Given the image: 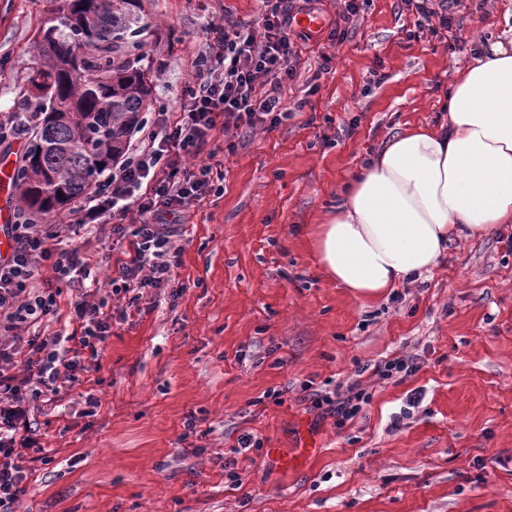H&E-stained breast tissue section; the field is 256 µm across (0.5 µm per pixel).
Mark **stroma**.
Returning <instances> with one entry per match:
<instances>
[{"mask_svg":"<svg viewBox=\"0 0 512 512\" xmlns=\"http://www.w3.org/2000/svg\"><path fill=\"white\" fill-rule=\"evenodd\" d=\"M151 27L139 50L150 109L176 111L208 23L249 22L259 0H138ZM63 0H0V113L33 94L40 28ZM321 29L300 40L291 118L224 141L222 191L183 228L170 301L149 290L137 306L111 293V270L92 269L115 321L99 368L32 415L45 447L22 459L18 512H512V224L453 240L442 263L400 285V301L363 303L317 268L310 229L336 188L409 127L437 126L440 101L479 41L512 42V0L460 9L462 42L411 38L401 0H362L348 39L332 38L336 0ZM482 40H474L473 32ZM333 71L320 74L323 56ZM389 78L374 83L371 72ZM303 110H296V103ZM413 359L415 372L381 379L379 366ZM360 384L365 411L337 428L304 401L303 381ZM280 390L283 403L266 399ZM195 419L187 431V419ZM315 437L302 463L272 452ZM264 439L237 455L230 483L217 453L240 436Z\"/></svg>","mask_w":512,"mask_h":512,"instance_id":"obj_1","label":"stroma"}]
</instances>
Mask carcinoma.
I'll return each mask as SVG.
<instances>
[{"label":"carcinoma","mask_w":512,"mask_h":512,"mask_svg":"<svg viewBox=\"0 0 512 512\" xmlns=\"http://www.w3.org/2000/svg\"><path fill=\"white\" fill-rule=\"evenodd\" d=\"M85 2L67 0V14L60 24L42 29L39 41L41 48L54 42L75 55L77 64L71 70L42 71L35 84L39 118L13 181L23 208L38 215L95 187L123 155L131 130L150 104L148 77L132 59L150 27L136 11V0H97V22L90 31L79 18ZM55 112H69L73 121L54 129L48 117Z\"/></svg>","instance_id":"obj_1"}]
</instances>
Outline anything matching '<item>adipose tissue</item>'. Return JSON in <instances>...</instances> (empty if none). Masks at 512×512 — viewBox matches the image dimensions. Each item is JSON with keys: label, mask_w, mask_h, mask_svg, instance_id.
Segmentation results:
<instances>
[{"label": "adipose tissue", "mask_w": 512, "mask_h": 512, "mask_svg": "<svg viewBox=\"0 0 512 512\" xmlns=\"http://www.w3.org/2000/svg\"><path fill=\"white\" fill-rule=\"evenodd\" d=\"M446 123L393 137L312 234L326 278L362 302L435 269L452 235L512 224V47L448 86Z\"/></svg>", "instance_id": "1"}]
</instances>
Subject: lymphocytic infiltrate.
I'll return each instance as SVG.
<instances>
[{
  "label": "lymphocytic infiltrate",
  "mask_w": 512,
  "mask_h": 512,
  "mask_svg": "<svg viewBox=\"0 0 512 512\" xmlns=\"http://www.w3.org/2000/svg\"><path fill=\"white\" fill-rule=\"evenodd\" d=\"M402 2L416 16V37L458 42L454 10L461 0ZM262 3L252 22L227 16L206 27L176 114L157 113L140 145L75 208L78 227L94 224L99 233L127 242L109 284L129 305L148 289H168L174 301L186 293L176 279L182 264L177 220L215 193L211 161L223 137L274 129L291 114L283 89L297 73L292 24L301 8L297 0ZM59 234V225L24 215L7 227L10 254L0 260V512H13L27 491L19 458L42 450L30 420L32 402L58 394L60 382L78 381L87 365L98 364L112 334L106 301L85 285L91 275L87 245L60 249ZM45 270L54 284L43 288L37 278ZM65 284L78 293L67 335L50 329ZM371 399L355 384L343 394H310L312 407L340 428Z\"/></svg>",
  "instance_id": "obj_1"
}]
</instances>
